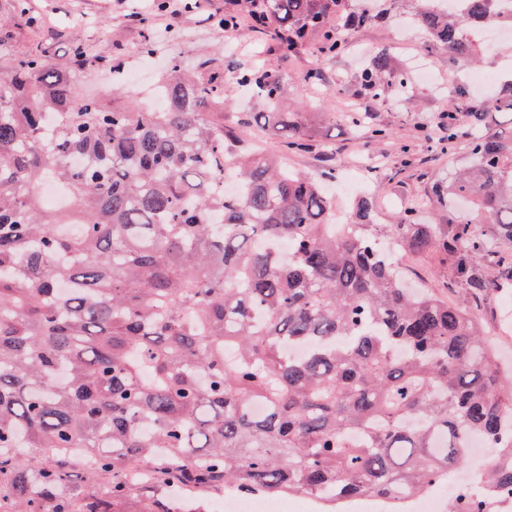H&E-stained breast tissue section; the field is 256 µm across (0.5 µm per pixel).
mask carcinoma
<instances>
[{
  "mask_svg": "<svg viewBox=\"0 0 512 512\" xmlns=\"http://www.w3.org/2000/svg\"><path fill=\"white\" fill-rule=\"evenodd\" d=\"M286 56L311 38L344 51L330 21L343 0H237ZM499 0L416 21L448 55L473 58L462 30ZM98 63L14 57L0 82V492L11 512H204L226 487L388 500L420 494L484 439L488 468L463 505L496 512L512 494V376L500 370L477 309L405 288L397 255L435 251L480 298L512 282V138L485 134L494 100L456 92L471 119L472 162L439 194L451 217L336 224V199L279 154L231 151L206 109L224 101V61L162 75L157 112L80 97ZM235 82L262 99L247 121L309 149L301 115L279 106L282 78L252 64ZM366 90L405 88L390 54ZM233 170L242 194H224ZM313 346L291 356L298 343ZM264 410H253L254 402ZM52 461L25 466L22 455ZM108 491L66 495L74 454Z\"/></svg>",
  "mask_w": 512,
  "mask_h": 512,
  "instance_id": "carcinoma-1",
  "label": "carcinoma"
}]
</instances>
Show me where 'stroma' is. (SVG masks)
I'll return each instance as SVG.
<instances>
[{"mask_svg":"<svg viewBox=\"0 0 512 512\" xmlns=\"http://www.w3.org/2000/svg\"><path fill=\"white\" fill-rule=\"evenodd\" d=\"M359 2L344 0L341 16L332 21L347 50L331 60L324 58L313 40L295 55L285 57L249 27L225 33L214 20L215 14L223 11L224 0H200L197 12L185 14L180 28L169 33L156 28L148 35L125 20L127 0H30V9L23 15L10 13L7 0H0V11L9 16L8 25L0 28V41L9 46L11 54L39 50L45 61L58 69L68 65L71 44L79 43L105 62L123 60L127 78H150L175 54L188 69L210 56L222 57L228 67L259 62L283 78L280 107L301 113L310 133L309 150L290 154L289 166L329 177L339 211H348L356 195L369 194L375 200L377 223H397L407 208L416 209L424 223H447L448 212L439 206L434 190L449 172L469 164L470 118L458 114L460 135L453 148L445 150L439 144L444 134L438 126L439 115L462 86L470 64L433 49L426 56L435 76L433 83H423L413 74L407 94L393 89L381 97L366 93L360 75L377 51L388 50L394 64L403 69L414 55L415 44H426L429 37L419 28L411 43L402 40L394 26L396 17H414L420 0H376L374 7L380 10L381 19L366 28L345 22L347 15L358 11ZM148 38L162 41L163 46L146 57L140 48ZM310 70L319 72V80L303 81V74ZM262 108L258 97L234 92L213 110L223 116L224 129L239 149L280 152L279 140L244 122L247 113ZM355 113L361 116V125H352ZM376 127L387 129L388 137L373 140L371 131ZM399 267L411 287L459 301L461 292L453 285L454 270L439 257L407 253L400 256ZM478 312L485 324L503 329L499 355L512 364V287L491 291Z\"/></svg>","mask_w":512,"mask_h":512,"instance_id":"1","label":"stroma"}]
</instances>
